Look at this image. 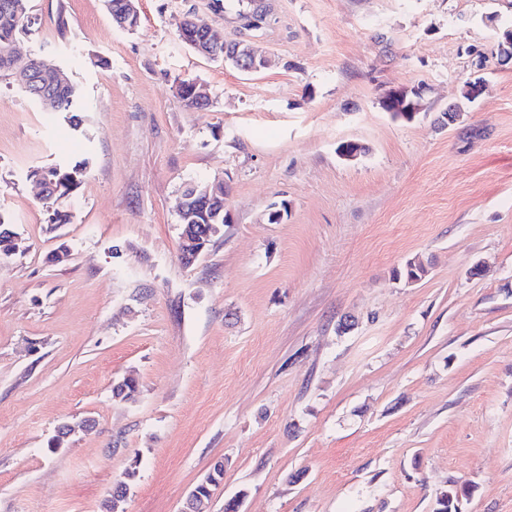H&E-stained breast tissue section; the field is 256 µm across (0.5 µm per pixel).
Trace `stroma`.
<instances>
[{
  "label": "stroma",
  "mask_w": 512,
  "mask_h": 512,
  "mask_svg": "<svg viewBox=\"0 0 512 512\" xmlns=\"http://www.w3.org/2000/svg\"><path fill=\"white\" fill-rule=\"evenodd\" d=\"M27 7L16 52L54 59L87 109L77 133L0 80V512H103L135 457L124 512H179L219 460L208 512H434L453 483L465 512H512V0H264L257 31L230 0H139L133 31L105 0ZM188 16L272 66L198 54ZM413 85V119L382 108ZM84 158L50 223L28 171ZM199 181L228 184L233 221L188 266ZM415 257L426 274L394 279ZM194 81H196V80L195 79H183L180 81V85L178 84L179 85V97L186 107L201 108L204 105H207L206 102H208L209 94L206 91V88L203 84L199 87V84H201L199 81H198L199 83L196 84L194 87L195 92L200 95H207L208 97L199 98L196 94H194V92L191 89Z\"/></svg>",
  "instance_id": "1"
}]
</instances>
